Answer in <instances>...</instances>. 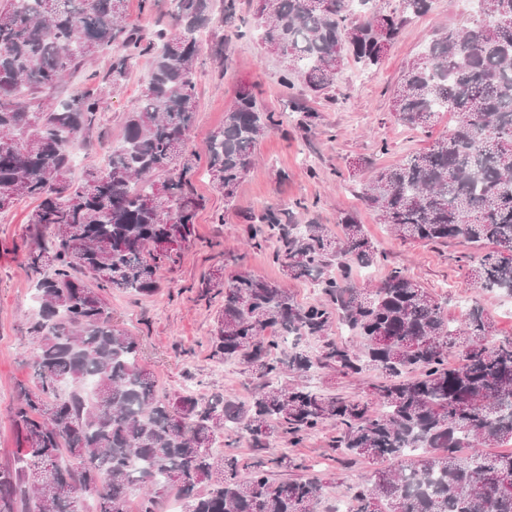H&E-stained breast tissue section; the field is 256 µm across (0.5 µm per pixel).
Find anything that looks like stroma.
Segmentation results:
<instances>
[{"label": "stroma", "instance_id": "35a3bbf8", "mask_svg": "<svg viewBox=\"0 0 512 512\" xmlns=\"http://www.w3.org/2000/svg\"><path fill=\"white\" fill-rule=\"evenodd\" d=\"M258 7L259 0H237L233 22L217 19L211 24L195 72L197 111L186 149L203 153L210 135L223 128L224 115L243 85L253 89L264 110L280 119V126L257 142L255 163L232 200H225L214 187L205 167L197 168L192 180L199 202L194 242L179 264L162 271L153 294L115 291L107 297L117 323L138 338L158 391L189 387L201 395L244 401L258 385L251 371L214 353L211 336L222 299L199 296L201 280L209 270H243L284 285L300 304L321 301L317 286L285 276L273 258L274 244L247 246L251 216L268 206L295 208L298 223L325 225L335 236L341 232V219L353 215L384 256L372 279L355 275L358 287H370L391 269L401 268L438 297L452 324H461L466 316L461 302H475L492 318L498 336H512V314L502 308L505 295L478 288L468 277L464 258L476 254L475 245L456 240L445 245L401 241L361 200L362 188L375 171L424 150L452 128L453 120L445 112L436 113L424 127L402 124L393 112V96L407 63L443 29L471 25L475 18L471 0H433L428 13L409 20L379 65L346 61L335 85L322 94L301 82L291 88L281 84L280 59L261 41ZM125 21L148 38L159 29L175 31L174 0H152L148 7L143 0H126ZM218 39L224 42L220 62L211 52ZM111 61L112 54L106 51L83 68L84 74L96 75L102 114L89 138L76 146L82 155L72 170L76 177L98 166L108 148L121 141L126 118L147 86L150 56L138 58L125 83L116 88L104 80ZM34 207V201L26 199L0 213V467L14 463L17 433L10 411L17 387L31 381L27 362L33 346L27 327L38 304L25 253L30 243L27 220ZM378 379L374 371L345 376L324 369L292 374L287 381L294 387L364 399ZM335 437V429L328 426L293 451L306 472L326 484L319 512H334L347 487L368 479L381 466L372 459L344 464Z\"/></svg>", "mask_w": 512, "mask_h": 512}]
</instances>
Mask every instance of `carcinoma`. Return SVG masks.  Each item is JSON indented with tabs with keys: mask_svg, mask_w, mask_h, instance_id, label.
Here are the masks:
<instances>
[{
	"mask_svg": "<svg viewBox=\"0 0 512 512\" xmlns=\"http://www.w3.org/2000/svg\"><path fill=\"white\" fill-rule=\"evenodd\" d=\"M175 2L179 34L160 29L147 42L125 23V0L0 4V211L37 202L25 260L38 299L28 326L31 384L18 387L12 409L19 444L14 465L0 468V512H74L54 485L93 497L92 512H128L135 494L138 512H160L171 497L180 512H317L320 478H272L293 463L275 442L286 436L298 448L328 425L349 461L392 462L349 488L351 512H512V451L484 452L512 441V337L494 339L477 303L451 326L442 303L398 268L375 288L357 287L354 268L383 254L350 214L336 237L323 224L297 223L290 208L268 207L247 227L251 245L276 242L285 275L313 279L324 302L301 306L284 286L243 271L226 277L220 268L201 283V296L223 297L215 354L262 379L249 400L157 393L139 341L114 322L106 295L159 288L162 268L180 261L192 236L196 163L230 200L257 141L279 126L242 86L204 155H185L196 34L213 23L214 0ZM362 2L363 19L351 25L350 0H261V40L282 50V84L297 78L322 92L349 56L379 64L411 16L432 6ZM99 50L112 52L110 85L121 86L149 51L150 78L123 142L74 181L72 150L95 127L101 98L87 89L47 106L41 94ZM393 112L409 126L448 112L454 125L376 172L363 201L404 241L462 238L486 248L466 257L470 279L512 293V0H480L472 26L433 40L404 69ZM336 318L357 346L329 336ZM310 339L322 342L314 353L302 347ZM321 369L372 370L381 380L367 400L282 383L287 372ZM230 426L252 456L212 451Z\"/></svg>",
	"mask_w": 512,
	"mask_h": 512,
	"instance_id": "1",
	"label": "carcinoma"
}]
</instances>
